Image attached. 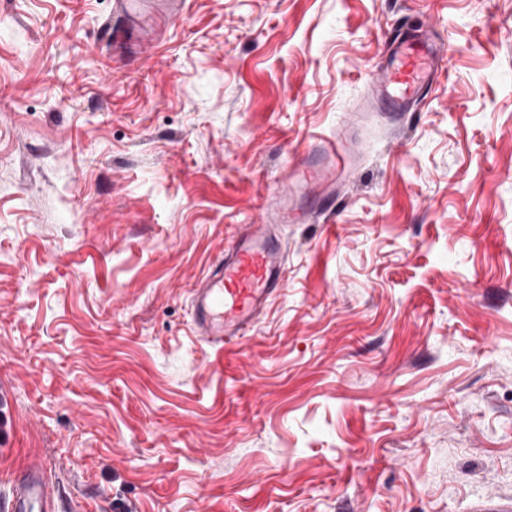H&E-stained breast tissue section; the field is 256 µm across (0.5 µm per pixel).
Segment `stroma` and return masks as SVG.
I'll return each mask as SVG.
<instances>
[{"mask_svg": "<svg viewBox=\"0 0 512 512\" xmlns=\"http://www.w3.org/2000/svg\"><path fill=\"white\" fill-rule=\"evenodd\" d=\"M409 24L446 76L216 354L192 288ZM32 457L66 512L512 501V0H0V498Z\"/></svg>", "mask_w": 512, "mask_h": 512, "instance_id": "obj_1", "label": "stroma"}]
</instances>
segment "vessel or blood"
<instances>
[{"label":"vessel or blood","instance_id":"obj_1","mask_svg":"<svg viewBox=\"0 0 512 512\" xmlns=\"http://www.w3.org/2000/svg\"><path fill=\"white\" fill-rule=\"evenodd\" d=\"M446 56L434 30H409L391 38L381 73L372 83L367 109L396 122L421 102L446 73ZM313 153L292 165L268 195L265 219L244 225L232 247L209 266L191 297L198 336L212 348L245 336L286 287V254L272 233L276 224H303L329 209L341 182L363 150L358 126L350 124L312 145ZM60 489L38 459L13 480L0 512H59Z\"/></svg>","mask_w":512,"mask_h":512}]
</instances>
